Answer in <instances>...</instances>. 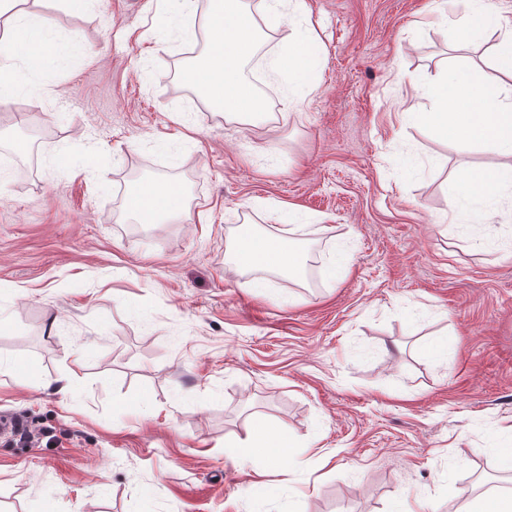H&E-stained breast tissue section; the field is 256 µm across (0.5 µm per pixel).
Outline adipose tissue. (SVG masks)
Segmentation results:
<instances>
[{"label": "adipose tissue", "mask_w": 512, "mask_h": 512, "mask_svg": "<svg viewBox=\"0 0 512 512\" xmlns=\"http://www.w3.org/2000/svg\"><path fill=\"white\" fill-rule=\"evenodd\" d=\"M20 0H0V37L24 46V66L36 71L50 56L52 44L41 37L18 7ZM209 21L210 34L205 61L199 68L185 72L184 79L206 97L219 111L239 115L264 111L265 105L245 80L241 66L257 53L260 26L248 0H215ZM439 111L428 119L464 139H475L512 157V102L501 98V87L489 81L472 84L468 74L454 71L444 74L437 92ZM186 208L183 188L174 182L142 181L129 185L125 211L140 224H166ZM230 263L242 272L270 270L284 281L294 282L293 271L300 257L287 238L257 236L249 227H241ZM299 450L284 428L258 422L250 441L233 458L243 465L253 457H266L271 466L297 457Z\"/></svg>", "instance_id": "adipose-tissue-1"}]
</instances>
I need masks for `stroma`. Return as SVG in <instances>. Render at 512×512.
Wrapping results in <instances>:
<instances>
[{
	"label": "stroma",
	"instance_id": "1",
	"mask_svg": "<svg viewBox=\"0 0 512 512\" xmlns=\"http://www.w3.org/2000/svg\"><path fill=\"white\" fill-rule=\"evenodd\" d=\"M203 0H25L55 45L0 72V512H453L511 493L512 191L503 162L423 120L448 71L500 77L512 0L451 49L447 0H249L244 76L275 113L244 121L185 85ZM304 68L288 52L306 32ZM135 179L180 182L184 216L138 224ZM498 211L494 218L488 208ZM290 229L336 273L284 287L228 262L239 225ZM302 462L229 456L256 420ZM502 167H482L468 169L463 178V185L468 195L482 198L496 193L502 185Z\"/></svg>",
	"mask_w": 512,
	"mask_h": 512
}]
</instances>
